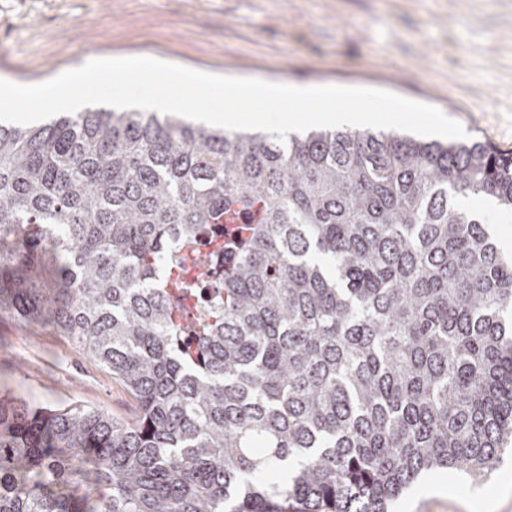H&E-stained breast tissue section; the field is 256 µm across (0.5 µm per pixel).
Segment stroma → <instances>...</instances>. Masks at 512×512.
<instances>
[{"mask_svg": "<svg viewBox=\"0 0 512 512\" xmlns=\"http://www.w3.org/2000/svg\"><path fill=\"white\" fill-rule=\"evenodd\" d=\"M90 56L153 57L288 85H349L428 103L469 140L512 150V0H0V78L47 81ZM128 420L111 374L50 327L0 319V386ZM450 483L424 494L423 484ZM512 512V455L492 478L424 476L391 512Z\"/></svg>", "mask_w": 512, "mask_h": 512, "instance_id": "1", "label": "stroma"}]
</instances>
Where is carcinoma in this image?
<instances>
[{
	"label": "carcinoma",
	"mask_w": 512,
	"mask_h": 512,
	"mask_svg": "<svg viewBox=\"0 0 512 512\" xmlns=\"http://www.w3.org/2000/svg\"><path fill=\"white\" fill-rule=\"evenodd\" d=\"M470 195L512 213V152L106 109L0 124V318L58 328L137 404L0 389V512H387L423 473L488 479L512 444V257Z\"/></svg>",
	"instance_id": "obj_1"
}]
</instances>
